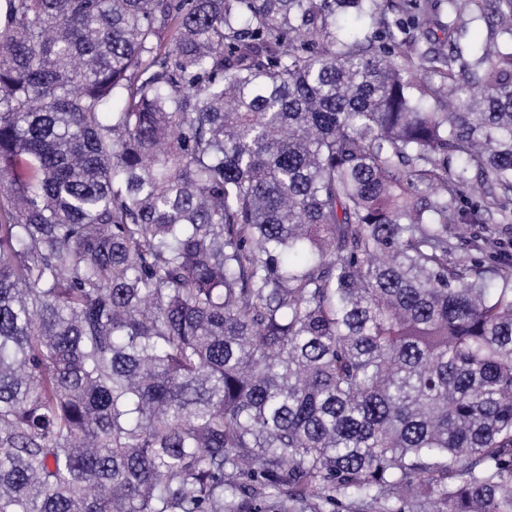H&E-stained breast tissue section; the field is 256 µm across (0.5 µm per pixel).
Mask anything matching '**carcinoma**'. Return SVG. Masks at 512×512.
<instances>
[{"mask_svg": "<svg viewBox=\"0 0 512 512\" xmlns=\"http://www.w3.org/2000/svg\"><path fill=\"white\" fill-rule=\"evenodd\" d=\"M501 224L512 0H6L0 512H512Z\"/></svg>", "mask_w": 512, "mask_h": 512, "instance_id": "cac0c4a2", "label": "carcinoma"}]
</instances>
